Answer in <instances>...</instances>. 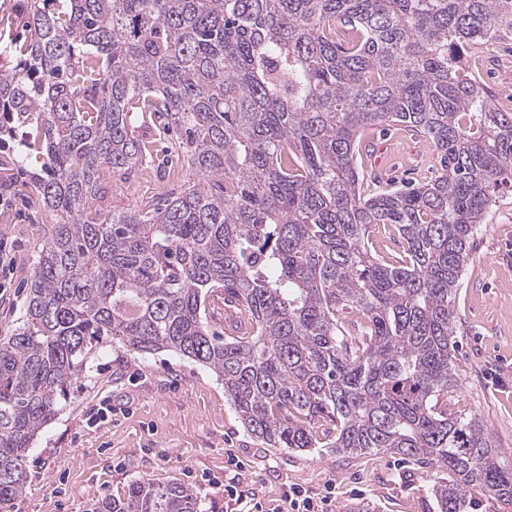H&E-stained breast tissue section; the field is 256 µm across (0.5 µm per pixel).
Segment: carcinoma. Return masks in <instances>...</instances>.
<instances>
[{"label": "carcinoma", "mask_w": 512, "mask_h": 512, "mask_svg": "<svg viewBox=\"0 0 512 512\" xmlns=\"http://www.w3.org/2000/svg\"><path fill=\"white\" fill-rule=\"evenodd\" d=\"M0 45V144L27 134L54 217L22 323L0 335V506L100 349L170 351L224 381L270 448L393 454L448 472L439 512L512 505L482 422L440 398L458 376L455 299L493 190L512 178V113L460 49L512 36V0H26ZM181 132L194 182L102 216L100 172L148 148L130 113ZM395 125L440 155L434 180L364 194L356 148ZM390 225L404 259L365 243ZM224 292L238 335L211 329ZM364 319L353 336L336 319ZM94 512H199L192 487L134 481ZM207 317L209 324L211 327L224 334V331L227 334L232 333L230 325L224 320V292L223 295L218 293H213L207 300Z\"/></svg>", "instance_id": "obj_1"}]
</instances>
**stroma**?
Returning <instances> with one entry per match:
<instances>
[{
    "mask_svg": "<svg viewBox=\"0 0 512 512\" xmlns=\"http://www.w3.org/2000/svg\"><path fill=\"white\" fill-rule=\"evenodd\" d=\"M467 70L491 90L496 108L512 113V39L465 52ZM139 135L153 145L164 168L148 165L128 182L103 177L105 194L93 203L100 214L144 207L160 194L196 182L177 145L175 130L150 125ZM367 140L388 145L382 166L357 158L367 192L434 179L439 159L426 139L392 128L370 131ZM18 147H0V168L11 188L0 194V240L13 258L0 272V333L23 314L38 251L52 220L36 188L39 163L17 166ZM498 202L476 237L457 291L463 334L458 339L457 385L448 411L478 417L512 465V184L500 186ZM28 479L10 512H93L95 503L119 497L129 484L188 485L200 512H239L224 487L236 483L263 512H281L290 488L313 500L332 496L334 512L360 502L372 512H438L433 484L443 472L409 465L387 454L342 457L326 448H269L242 427L216 374L170 352L138 355L108 346L93 356L71 387L66 407L32 444Z\"/></svg>",
    "mask_w": 512,
    "mask_h": 512,
    "instance_id": "1",
    "label": "stroma"
}]
</instances>
